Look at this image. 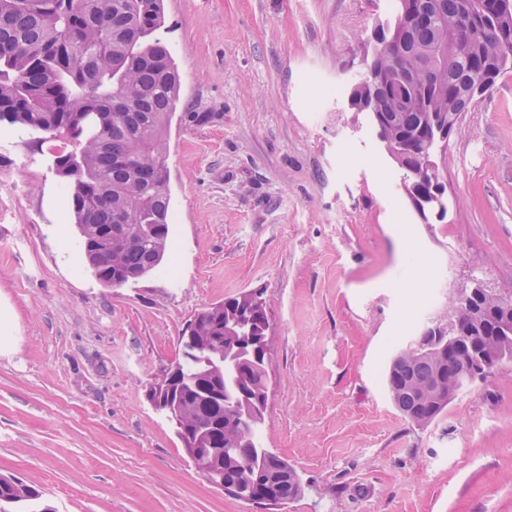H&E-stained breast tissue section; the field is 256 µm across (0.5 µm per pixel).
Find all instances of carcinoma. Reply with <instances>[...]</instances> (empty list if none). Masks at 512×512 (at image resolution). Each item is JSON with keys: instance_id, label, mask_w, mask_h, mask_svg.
<instances>
[{"instance_id": "cac0c4a2", "label": "carcinoma", "mask_w": 512, "mask_h": 512, "mask_svg": "<svg viewBox=\"0 0 512 512\" xmlns=\"http://www.w3.org/2000/svg\"><path fill=\"white\" fill-rule=\"evenodd\" d=\"M408 15L405 40L375 50L371 64L386 74L389 89L379 108L392 116L388 139L415 156L433 147L434 122L453 125L475 101L461 89L497 79L512 70V0H396ZM475 29L465 52L430 78L435 49L448 41V22ZM161 0H0V128L42 134L57 146L56 173L66 180L70 215L88 265L106 288H122L156 270L165 260L170 222V171L165 136L180 98V76L159 31ZM351 105L373 103L366 84L355 86ZM403 179L430 190L435 176L419 167ZM137 229L121 234L120 220ZM227 297L200 312L180 336L181 360L156 406L179 415L180 442L224 449V485L238 498L260 503L293 500L302 492L297 472L264 448L263 419L241 424L231 408L267 388L265 357L259 361L204 369L210 355L224 357L233 341L254 335L265 318L244 301ZM492 347L512 359V300L482 293L471 300L466 333L457 342L434 337L425 348L403 349L392 360L385 384L394 406L410 422L425 426L448 407V391L423 400L417 392L440 371L452 376L453 392L470 381L464 367L477 348ZM54 512L42 492L23 480L0 475V512Z\"/></svg>"}]
</instances>
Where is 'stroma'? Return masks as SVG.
<instances>
[{
	"label": "stroma",
	"instance_id": "35a3bbf8",
	"mask_svg": "<svg viewBox=\"0 0 512 512\" xmlns=\"http://www.w3.org/2000/svg\"><path fill=\"white\" fill-rule=\"evenodd\" d=\"M394 6L163 0L174 222L163 266L123 288L86 262L53 143L0 131V474L54 512H266L210 484L148 399L188 321L257 289L261 440L303 484L283 512H512V362L425 426L383 382L451 293L512 295V72L463 113L438 160L447 214L422 223L347 102Z\"/></svg>",
	"mask_w": 512,
	"mask_h": 512
}]
</instances>
